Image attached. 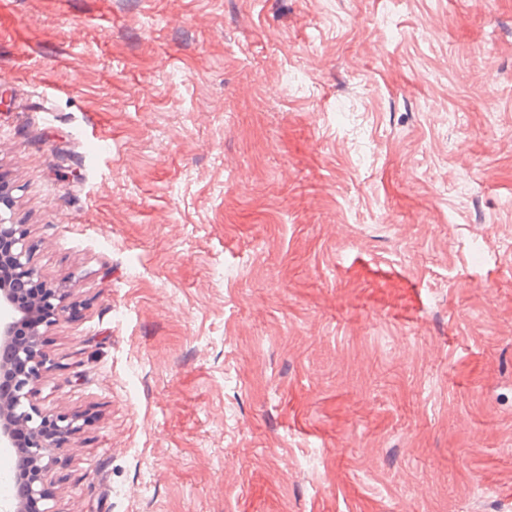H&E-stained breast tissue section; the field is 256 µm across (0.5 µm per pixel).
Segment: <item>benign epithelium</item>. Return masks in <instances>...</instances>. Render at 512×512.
Here are the masks:
<instances>
[{"label": "benign epithelium", "mask_w": 512, "mask_h": 512, "mask_svg": "<svg viewBox=\"0 0 512 512\" xmlns=\"http://www.w3.org/2000/svg\"><path fill=\"white\" fill-rule=\"evenodd\" d=\"M32 245L18 224H7L0 216V268L8 267L18 281L38 278L31 264ZM34 306L44 316L43 325L54 326L66 313V306L57 289L43 281L36 288ZM14 290L0 282V310L7 316L0 319V349L9 353V360L0 361V375H8L10 391L0 396V447H13V430L24 428L28 443L23 452L27 459L29 480L24 486L25 497L37 500L46 495L43 481L53 478L58 482L67 475L54 472L58 463L54 456L57 448L70 442L76 432L75 418L66 413L46 414L34 402L36 387L55 370V364L41 352L38 331L20 340L15 336L16 318Z\"/></svg>", "instance_id": "7a95c632"}]
</instances>
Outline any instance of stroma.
<instances>
[{"label": "stroma", "instance_id": "stroma-1", "mask_svg": "<svg viewBox=\"0 0 512 512\" xmlns=\"http://www.w3.org/2000/svg\"><path fill=\"white\" fill-rule=\"evenodd\" d=\"M0 215L54 512H512V0H0ZM0 215V268L7 266L13 279L18 281L38 279L31 264L32 245L19 224H5ZM36 288L34 306L44 316L46 328L54 326L66 313V306L57 289L45 281Z\"/></svg>", "mask_w": 512, "mask_h": 512}]
</instances>
